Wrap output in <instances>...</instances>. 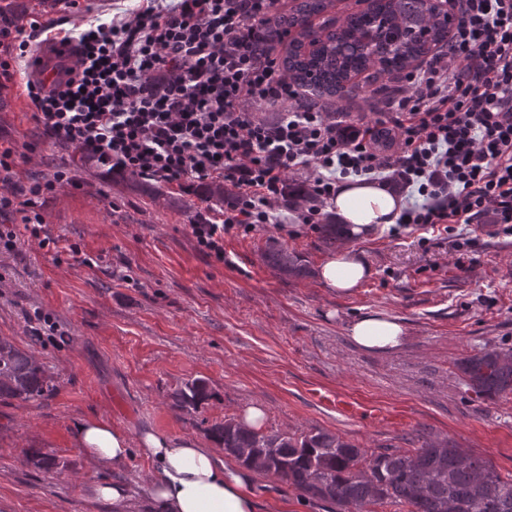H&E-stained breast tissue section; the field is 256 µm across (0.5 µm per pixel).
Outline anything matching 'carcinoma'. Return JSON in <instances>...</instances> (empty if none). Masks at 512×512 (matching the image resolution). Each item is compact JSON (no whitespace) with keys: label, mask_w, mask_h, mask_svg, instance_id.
<instances>
[{"label":"carcinoma","mask_w":512,"mask_h":512,"mask_svg":"<svg viewBox=\"0 0 512 512\" xmlns=\"http://www.w3.org/2000/svg\"><path fill=\"white\" fill-rule=\"evenodd\" d=\"M330 0H295L287 12L275 11L256 30L253 47L283 44L282 71L310 90V101L335 105L360 95L355 78L371 73L377 86L367 101L382 111L402 89L416 62L423 63L448 45V23L432 12L429 0H373L370 10L313 19L327 12ZM272 268L301 276L299 258L282 248L269 250ZM467 390L496 400L512 394V350L488 349L457 363ZM52 379L28 352L0 337V400L27 402L47 397ZM208 398L207 383L195 379L180 393V403L196 408ZM226 448L273 449L263 471L286 481L303 495L335 503L342 512H364L370 505L393 504L408 512H512V474L503 476L469 448L426 440L418 448L367 454L365 449L325 432L298 437L249 430L234 421L211 429Z\"/></svg>","instance_id":"1"}]
</instances>
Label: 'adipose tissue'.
<instances>
[{"mask_svg":"<svg viewBox=\"0 0 512 512\" xmlns=\"http://www.w3.org/2000/svg\"><path fill=\"white\" fill-rule=\"evenodd\" d=\"M344 236L354 238L374 228L395 224L402 198L387 184L362 178L339 184L330 201ZM361 256L349 249L331 255L321 266L325 287L349 294L370 276ZM404 327L381 315L358 317L349 327L351 339L370 351L400 347ZM74 438L89 461L119 467L132 455L151 463L137 492L149 512H257L256 469L240 466L232 456H219L212 444L192 436L172 437L145 430L130 439L111 423L87 418L77 422Z\"/></svg>","mask_w":512,"mask_h":512,"instance_id":"ef3b65f1","label":"adipose tissue"}]
</instances>
